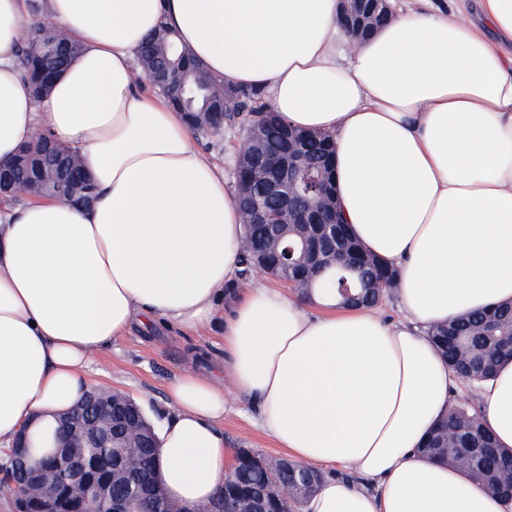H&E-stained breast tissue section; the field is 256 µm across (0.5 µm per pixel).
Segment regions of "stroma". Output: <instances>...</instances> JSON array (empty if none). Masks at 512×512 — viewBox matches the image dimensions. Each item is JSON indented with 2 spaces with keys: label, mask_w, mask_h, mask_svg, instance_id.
Masks as SVG:
<instances>
[{
  "label": "stroma",
  "mask_w": 512,
  "mask_h": 512,
  "mask_svg": "<svg viewBox=\"0 0 512 512\" xmlns=\"http://www.w3.org/2000/svg\"><path fill=\"white\" fill-rule=\"evenodd\" d=\"M225 358L220 324L197 333L160 325L147 333L133 330L113 341L111 349L94 358L92 378L96 385L129 395L158 427L168 411L170 384L188 371L212 372ZM227 400L224 437L229 447L283 457V449L257 424L253 409L242 406L235 395H228Z\"/></svg>",
  "instance_id": "stroma-1"
}]
</instances>
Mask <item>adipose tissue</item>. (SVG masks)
Here are the masks:
<instances>
[{"label":"adipose tissue","mask_w":512,"mask_h":512,"mask_svg":"<svg viewBox=\"0 0 512 512\" xmlns=\"http://www.w3.org/2000/svg\"><path fill=\"white\" fill-rule=\"evenodd\" d=\"M37 14L82 47L39 98L17 58ZM162 24L218 82L333 135L340 210L396 269L403 320L318 287L241 285L235 191L183 113L138 89L137 51ZM41 132L77 151L96 198L0 214V444L69 409L133 325L218 317L260 428L293 460L347 473L304 512H512L419 452L456 400L428 328L512 303V0L409 9L365 41L347 37L338 0H0V161ZM476 399L512 448V361ZM168 405L157 477L192 510L233 469L224 387L188 372Z\"/></svg>","instance_id":"obj_1"}]
</instances>
